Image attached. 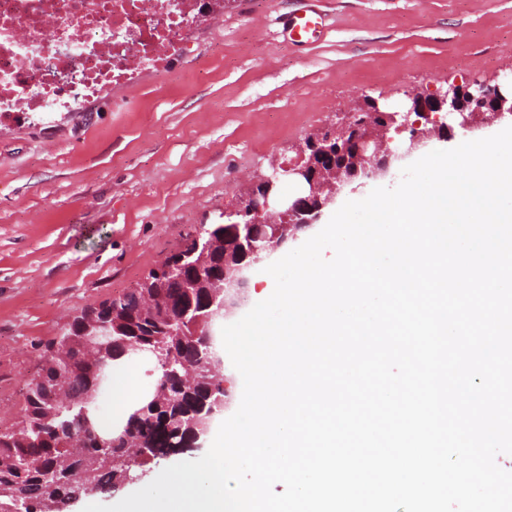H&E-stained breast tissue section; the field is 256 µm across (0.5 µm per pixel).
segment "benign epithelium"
I'll return each mask as SVG.
<instances>
[{
    "label": "benign epithelium",
    "mask_w": 512,
    "mask_h": 512,
    "mask_svg": "<svg viewBox=\"0 0 512 512\" xmlns=\"http://www.w3.org/2000/svg\"><path fill=\"white\" fill-rule=\"evenodd\" d=\"M409 99L404 109L387 111L376 102L367 104L371 97L363 96L348 111L337 115L336 121L314 130L295 145V162L276 160L268 173L243 187L237 207L225 217H236L243 225L238 243L243 258L252 261L241 262L213 280L207 312L199 318L205 324L206 335H213L218 321L234 316L245 305L252 265L311 228L321 209L335 200L353 175L362 180L384 178L398 162L455 125L467 132L512 121V94L503 93L498 86L467 84L431 92L414 90ZM393 132L407 137L396 142ZM310 150L329 154L336 151L346 156L352 168L332 161L314 170L307 162ZM286 177L303 185V195L292 200L279 195L278 185Z\"/></svg>",
    "instance_id": "7a95c632"
}]
</instances>
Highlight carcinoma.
Segmentation results:
<instances>
[{
	"instance_id": "obj_1",
	"label": "carcinoma",
	"mask_w": 512,
	"mask_h": 512,
	"mask_svg": "<svg viewBox=\"0 0 512 512\" xmlns=\"http://www.w3.org/2000/svg\"><path fill=\"white\" fill-rule=\"evenodd\" d=\"M199 240L213 241L204 256L196 251ZM237 263L236 227L224 221L204 226L166 259L169 271L151 277L153 287L127 291L147 296L137 302L114 298L73 318L27 382L23 416L0 430V508L18 499L28 503L25 512H43L47 499L110 493L126 472L147 465L131 453L134 443L164 456L189 447L191 425L207 419L211 408L210 387L224 380L207 367L208 346L197 334L196 316L205 313L211 279ZM191 276L196 287L187 291L181 284ZM135 346L160 348L189 369L177 366L180 378L163 384L161 395L149 394L114 429L116 443L102 448L80 433L83 397L98 394L112 362L130 356Z\"/></svg>"
}]
</instances>
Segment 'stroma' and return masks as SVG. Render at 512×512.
<instances>
[{
  "label": "stroma",
  "instance_id": "35a3bbf8",
  "mask_svg": "<svg viewBox=\"0 0 512 512\" xmlns=\"http://www.w3.org/2000/svg\"><path fill=\"white\" fill-rule=\"evenodd\" d=\"M324 15L291 44L288 18ZM171 79L144 73L79 112L0 125V428L82 310L119 297L231 209L243 180L361 95L503 84L512 0H233ZM324 18L314 9L303 10L290 16L286 33L288 39L297 44L315 42L323 33Z\"/></svg>",
  "mask_w": 512,
  "mask_h": 512
}]
</instances>
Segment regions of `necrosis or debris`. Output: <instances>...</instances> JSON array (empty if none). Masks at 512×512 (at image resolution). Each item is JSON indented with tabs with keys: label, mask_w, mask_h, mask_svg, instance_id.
Masks as SVG:
<instances>
[{
	"label": "necrosis or debris",
	"mask_w": 512,
	"mask_h": 512,
	"mask_svg": "<svg viewBox=\"0 0 512 512\" xmlns=\"http://www.w3.org/2000/svg\"><path fill=\"white\" fill-rule=\"evenodd\" d=\"M209 0H0V121L77 112L162 72L187 35L221 20Z\"/></svg>",
	"instance_id": "1"
}]
</instances>
